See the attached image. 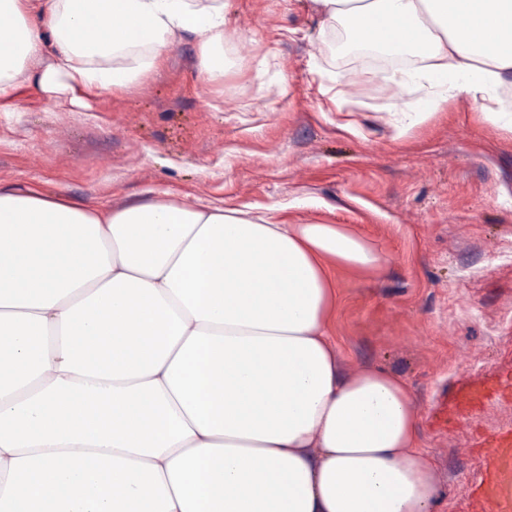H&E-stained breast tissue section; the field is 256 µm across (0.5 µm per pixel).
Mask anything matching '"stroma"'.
Wrapping results in <instances>:
<instances>
[{
    "instance_id": "1",
    "label": "stroma",
    "mask_w": 512,
    "mask_h": 512,
    "mask_svg": "<svg viewBox=\"0 0 512 512\" xmlns=\"http://www.w3.org/2000/svg\"><path fill=\"white\" fill-rule=\"evenodd\" d=\"M224 29L218 80L187 35L130 88L29 85L0 100V185L101 209L164 198L354 225L388 263L337 274L343 369L407 382L435 461L433 512H466L480 467L469 431L512 428L511 397L450 423L443 414L474 385L512 383V258L500 256L512 247V133L465 96L434 106L423 90L427 119L397 137L387 119L405 101L385 78L417 59L337 54L343 31L310 0H231Z\"/></svg>"
}]
</instances>
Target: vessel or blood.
Returning <instances> with one entry per match:
<instances>
[{"mask_svg": "<svg viewBox=\"0 0 512 512\" xmlns=\"http://www.w3.org/2000/svg\"><path fill=\"white\" fill-rule=\"evenodd\" d=\"M481 475L467 490L469 512H512V430L476 438Z\"/></svg>", "mask_w": 512, "mask_h": 512, "instance_id": "obj_1", "label": "vessel or blood"}]
</instances>
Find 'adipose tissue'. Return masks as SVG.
Returning <instances> with one entry per match:
<instances>
[{"label":"adipose tissue","instance_id":"1","mask_svg":"<svg viewBox=\"0 0 512 512\" xmlns=\"http://www.w3.org/2000/svg\"><path fill=\"white\" fill-rule=\"evenodd\" d=\"M392 74L512 132V0H311ZM226 0H0V99L142 81L179 35L223 76ZM348 224L164 200L100 211L0 187V512H431L406 382L344 373Z\"/></svg>","mask_w":512,"mask_h":512}]
</instances>
